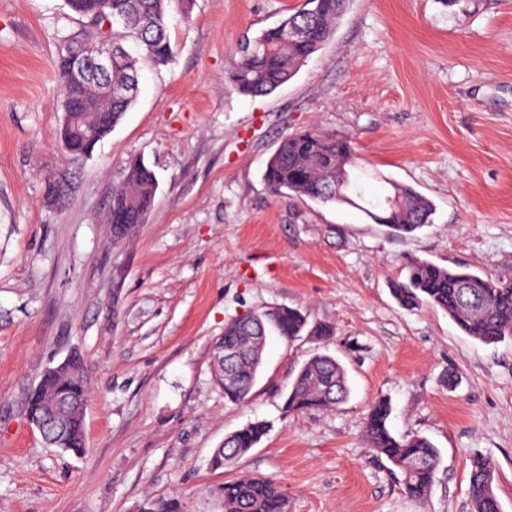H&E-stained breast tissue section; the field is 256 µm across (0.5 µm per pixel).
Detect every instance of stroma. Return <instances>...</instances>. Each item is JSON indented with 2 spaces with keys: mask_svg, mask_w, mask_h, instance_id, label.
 Returning <instances> with one entry per match:
<instances>
[{
  "mask_svg": "<svg viewBox=\"0 0 512 512\" xmlns=\"http://www.w3.org/2000/svg\"><path fill=\"white\" fill-rule=\"evenodd\" d=\"M304 0H194L169 15L174 60L143 65L135 105L74 161L61 148L52 67L79 23L63 0H0V512H139L178 499L219 512L225 478L275 481L288 512H471L469 473L496 465L512 512V343L482 344L442 311L400 306L406 258L512 283V0H349L334 38L273 93H239L237 47ZM348 137L390 182L432 201L433 222L400 238L356 208L273 194L263 174L304 128ZM156 173L134 239L106 215L125 162ZM74 177L62 208L46 177ZM295 307L332 326L320 340H266L243 405L212 376L224 326ZM86 362L87 451L44 444L25 397L72 352ZM338 358L350 396L331 412L283 416L299 366ZM395 435L427 437L440 464L425 501L408 497L363 422L378 400ZM254 420L269 432L228 472L207 460Z\"/></svg>",
  "mask_w": 512,
  "mask_h": 512,
  "instance_id": "stroma-1",
  "label": "stroma"
}]
</instances>
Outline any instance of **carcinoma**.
I'll use <instances>...</instances> for the list:
<instances>
[{
    "label": "carcinoma",
    "instance_id": "obj_1",
    "mask_svg": "<svg viewBox=\"0 0 512 512\" xmlns=\"http://www.w3.org/2000/svg\"><path fill=\"white\" fill-rule=\"evenodd\" d=\"M81 21L112 23V73L76 83L71 78V53L79 48L77 34L61 36L53 67L60 83L63 121L60 135L69 140V154L80 161L90 157L97 143L110 133L134 105L138 93V57L127 48L132 42L156 65L168 64L174 56L167 27L168 12L177 8L191 13L193 0H65ZM348 0H305V7L283 17L275 26L252 38L243 39L237 49L239 60L230 74L236 89L250 96L269 95L290 81L315 53L333 38L336 24ZM96 123L95 136L87 135L86 117ZM125 180L112 188L107 221L112 223V242L130 241L145 223L153 206L158 182L142 160L126 162ZM374 177L391 187L392 204H377L365 197L363 178ZM265 181L272 192H289L321 204L360 209L374 224L388 227L406 237L432 223V202L414 189L370 173L361 164L351 140L344 136L303 129L288 134L267 162ZM71 191L65 174L46 180L44 204L62 205ZM405 278L391 282V292L406 308L429 307L448 315L455 326L482 344L512 341V284L485 274L454 269L432 261L406 260ZM293 341L307 333L325 338L332 327L309 325L308 317L296 308H279L266 313H246L224 326V341L233 342L240 358L214 360V374L224 399L243 404L250 396L259 370L254 349L264 348L267 326ZM348 375L334 356L318 353L296 372L282 405L285 416L308 411L336 410L349 396ZM89 379L81 357L69 356L44 370L27 392L29 418L50 424V445L81 456L86 452L85 409ZM391 406L375 402L365 420L364 435L369 447L385 458L402 476L405 493L418 501L427 498L439 465L438 448L426 437H395L389 428ZM264 421L249 422L226 436L209 458L213 470L232 465L256 447L267 435ZM221 512H288V500L281 488L263 477L241 476L212 489ZM472 512H501L495 466L486 458L473 461L469 476ZM142 512H181L175 500H148Z\"/></svg>",
    "mask_w": 512,
    "mask_h": 512
}]
</instances>
